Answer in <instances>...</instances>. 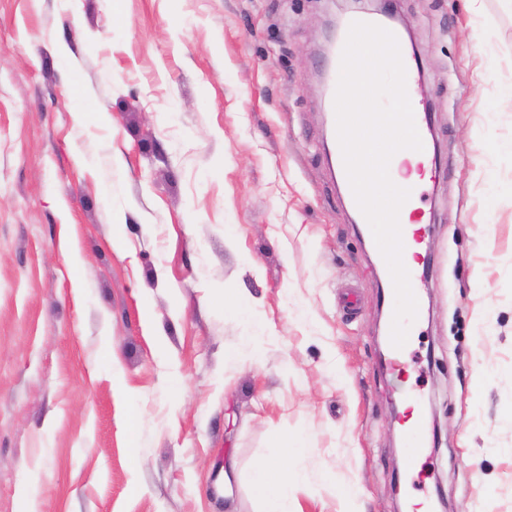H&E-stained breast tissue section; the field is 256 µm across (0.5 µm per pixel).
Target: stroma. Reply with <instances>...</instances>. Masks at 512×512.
<instances>
[{"mask_svg":"<svg viewBox=\"0 0 512 512\" xmlns=\"http://www.w3.org/2000/svg\"><path fill=\"white\" fill-rule=\"evenodd\" d=\"M393 6L440 143L400 372L319 88L372 0H0V512H261L267 463L295 512H512V0ZM414 398L417 407V416L416 419L413 420L408 425V456L405 458L406 466L411 468L416 460L425 452L426 450V437L424 434V414L422 408H420L419 399L420 396L417 394L411 395Z\"/></svg>","mask_w":512,"mask_h":512,"instance_id":"obj_1","label":"stroma"}]
</instances>
